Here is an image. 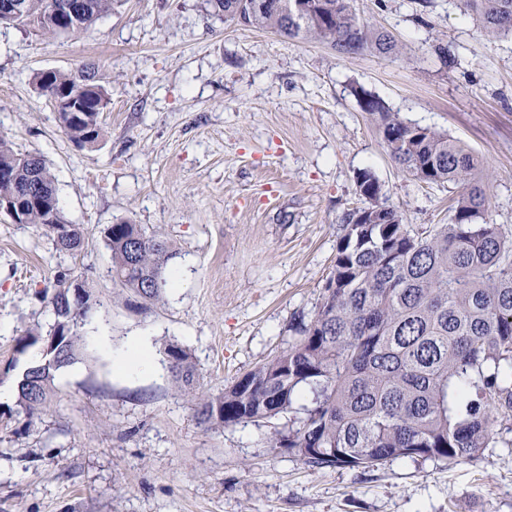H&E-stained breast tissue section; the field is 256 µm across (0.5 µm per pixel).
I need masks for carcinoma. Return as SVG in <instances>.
<instances>
[{"label": "carcinoma", "mask_w": 512, "mask_h": 512, "mask_svg": "<svg viewBox=\"0 0 512 512\" xmlns=\"http://www.w3.org/2000/svg\"><path fill=\"white\" fill-rule=\"evenodd\" d=\"M23 24L45 37L78 35L112 12L116 0H68L75 15L56 14L63 0H10ZM302 5L294 11L293 3ZM224 20L290 39L318 40L340 55H395L392 35L355 8L354 0H209ZM487 35H512V0H461ZM37 89L55 108L60 127L79 147L104 136L106 87L94 72L43 70ZM80 111L69 112L70 103ZM374 116L392 160L417 179L446 184L454 195L451 221L413 235L400 211L384 199L382 184L366 169L357 187L366 205L348 213L332 271L309 321L273 358L255 366L218 394L202 389L189 351L169 344L165 355L176 386L210 429L268 423L294 415L271 447L313 470L369 469L400 457L459 464L497 443L496 416H512V235L483 221L487 193L476 180L478 157L446 133L401 119L375 97L362 101ZM7 213L76 254L78 224L67 221L53 175L38 154L15 151L0 136V203ZM112 280L153 304L168 284L174 253L163 235L123 221L104 228ZM58 280L49 299L50 335L59 337L43 359L27 367L19 406L38 411L55 372L78 360L82 328L96 309L80 281V307L72 309Z\"/></svg>", "instance_id": "carcinoma-1"}]
</instances>
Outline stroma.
<instances>
[{"label":"stroma","instance_id":"stroma-1","mask_svg":"<svg viewBox=\"0 0 512 512\" xmlns=\"http://www.w3.org/2000/svg\"><path fill=\"white\" fill-rule=\"evenodd\" d=\"M397 55H339L225 21L207 0H119L77 36L0 26V135L47 161L78 255L0 214V512H512V447L475 460L398 458L361 472L308 469L272 448L287 419L208 429L172 382L164 347L187 348L210 392L232 386L312 317L345 217L371 170L409 230L448 223L446 186L400 170L359 92L475 153L485 222L512 232V36L486 35L460 0H356ZM449 45L453 68L436 44ZM94 65L108 90L106 137L77 147L36 72ZM169 239L175 281L143 306L113 283L107 225ZM99 307L86 357L59 372L27 415L16 397L48 332L59 276ZM150 338L153 370L122 377L112 358Z\"/></svg>","mask_w":512,"mask_h":512}]
</instances>
